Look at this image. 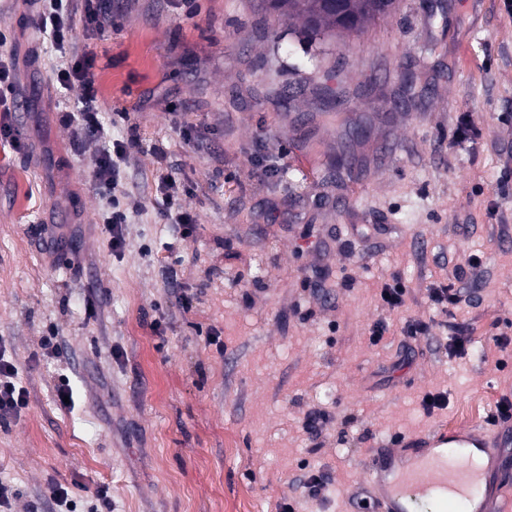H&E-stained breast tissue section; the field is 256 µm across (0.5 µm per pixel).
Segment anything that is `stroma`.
Instances as JSON below:
<instances>
[{"label": "stroma", "mask_w": 512, "mask_h": 512, "mask_svg": "<svg viewBox=\"0 0 512 512\" xmlns=\"http://www.w3.org/2000/svg\"><path fill=\"white\" fill-rule=\"evenodd\" d=\"M105 3L111 25L76 19L71 50L95 58L112 137L140 138L118 251L90 183L101 145L60 121L82 87L57 82L30 4L0 0L22 91L0 113L23 142L0 140V348L28 392L0 419L11 512H58L53 485L76 512H367L347 496L376 449L512 396V345L495 341L512 338V15L504 0H399L364 33L319 39L261 0ZM162 172L192 231L162 215ZM473 257L446 317L428 287ZM395 279L391 311L378 294ZM410 321L428 335L407 339ZM457 324L473 345L452 357ZM311 472L327 477L315 496Z\"/></svg>", "instance_id": "35a3bbf8"}]
</instances>
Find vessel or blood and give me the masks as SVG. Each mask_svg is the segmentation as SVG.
<instances>
[{"instance_id":"b4317fda","label":"vessel or blood","mask_w":512,"mask_h":512,"mask_svg":"<svg viewBox=\"0 0 512 512\" xmlns=\"http://www.w3.org/2000/svg\"><path fill=\"white\" fill-rule=\"evenodd\" d=\"M510 437L512 422L508 420L475 424L460 431L434 430L421 439L420 454L427 461L421 468L401 465L394 449H378L369 476L357 492L367 495L377 512H413L423 499L456 505L459 512H497L494 487L482 475L499 469L496 450ZM448 448L470 458H484V472L448 468L444 455Z\"/></svg>"}]
</instances>
